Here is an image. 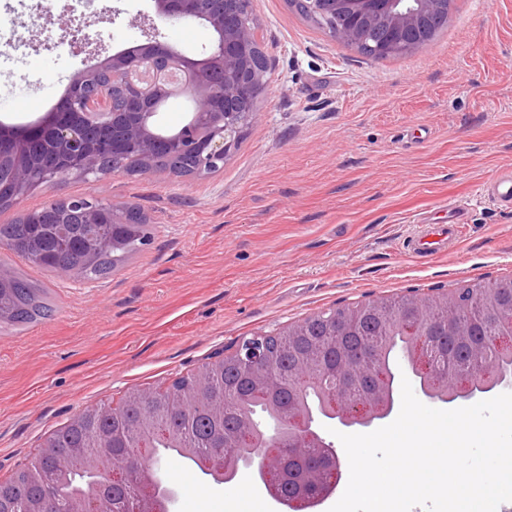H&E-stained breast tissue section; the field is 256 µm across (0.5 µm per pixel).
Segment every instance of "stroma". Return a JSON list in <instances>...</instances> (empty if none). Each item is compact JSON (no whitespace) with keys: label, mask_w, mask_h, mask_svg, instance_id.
Wrapping results in <instances>:
<instances>
[{"label":"stroma","mask_w":512,"mask_h":512,"mask_svg":"<svg viewBox=\"0 0 512 512\" xmlns=\"http://www.w3.org/2000/svg\"><path fill=\"white\" fill-rule=\"evenodd\" d=\"M271 59L259 119L222 168L47 182L19 209L83 196L124 202L150 219L152 240L105 279L0 263L40 283L51 318L0 326V481L83 410L118 406L128 391L168 387L258 331L279 332L321 311L379 298L432 295L512 278V209L483 186L512 169V0H450L447 29L387 59L334 40L288 4L252 0ZM113 10L111 21L98 16ZM152 0H86L80 10L106 53L145 42ZM70 0H0L21 48L0 65V121L49 112L87 53L60 52ZM159 38L189 55L203 27L162 23ZM35 94L12 109L11 94ZM468 208L445 253L408 248L437 207ZM179 489L176 512H278L251 473L206 481L178 455L161 462Z\"/></svg>","instance_id":"obj_1"}]
</instances>
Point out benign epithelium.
<instances>
[{
  "label": "benign epithelium",
  "mask_w": 512,
  "mask_h": 512,
  "mask_svg": "<svg viewBox=\"0 0 512 512\" xmlns=\"http://www.w3.org/2000/svg\"><path fill=\"white\" fill-rule=\"evenodd\" d=\"M309 13L332 38L379 55L411 53L428 45L434 35V20L448 11V0H302ZM249 0H154L156 15L164 20H190L210 34L206 56L193 58L179 49L149 40L132 49L118 51L90 68L78 72L58 103L45 116L22 126L0 123V163L12 175L9 189L0 187V207L15 206L44 182L72 175L86 178L102 173L100 154L112 159L110 173L126 174L123 159L129 155L142 174L155 170L160 152L176 158L190 154L205 174L224 165L234 152L239 137L258 118L255 108L244 105L266 87L263 73L255 66L246 47L259 44L254 27L244 21ZM353 14L336 25V16L346 7ZM75 19L60 27V40L75 44V50L90 47L89 34L78 38L82 28ZM384 28L386 36L374 37ZM189 97L193 112L175 133L157 131L158 106L176 93ZM52 143L63 165L38 176L33 158ZM58 211L78 216L81 224H127L130 208L123 202L100 205L80 197L47 201L39 210H21L18 219L27 224L43 223L42 216ZM272 335L256 333L242 340L231 353L252 373L261 375L271 408L280 390L272 370ZM409 370L419 378L423 394L431 400L452 402L463 399L477 403L495 388L512 390V368H495L497 358L512 356V326L484 342L469 345L462 360L443 349L442 336H404ZM379 348L365 343L344 361L322 374L311 361L303 360L309 374L296 383L297 395L319 393L322 408L308 410L297 403L288 409V426L269 436L245 428L224 442V458H236V467H245L263 484L279 483L280 470L272 466V456H308L311 468L297 481L312 492L301 499L278 497L289 509L311 507L331 496L342 477L341 461L333 444L316 431L318 420L337 419L345 427H368L389 418L399 407L395 374L382 375L377 367ZM108 485L124 482L132 469H101ZM132 489L133 512H145V505L161 501L171 512L176 489L161 476L138 471ZM69 512H116L112 497L97 493L77 500Z\"/></svg>",
  "instance_id": "obj_1"
}]
</instances>
